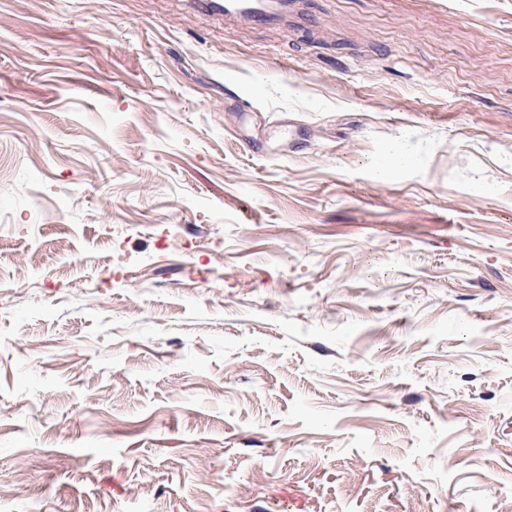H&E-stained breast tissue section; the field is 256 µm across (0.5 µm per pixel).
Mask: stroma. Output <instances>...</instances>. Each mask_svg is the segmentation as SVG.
Returning a JSON list of instances; mask_svg holds the SVG:
<instances>
[{
    "label": "stroma",
    "instance_id": "35a3bbf8",
    "mask_svg": "<svg viewBox=\"0 0 512 512\" xmlns=\"http://www.w3.org/2000/svg\"><path fill=\"white\" fill-rule=\"evenodd\" d=\"M294 4L0 0V512H512V0Z\"/></svg>",
    "mask_w": 512,
    "mask_h": 512
}]
</instances>
